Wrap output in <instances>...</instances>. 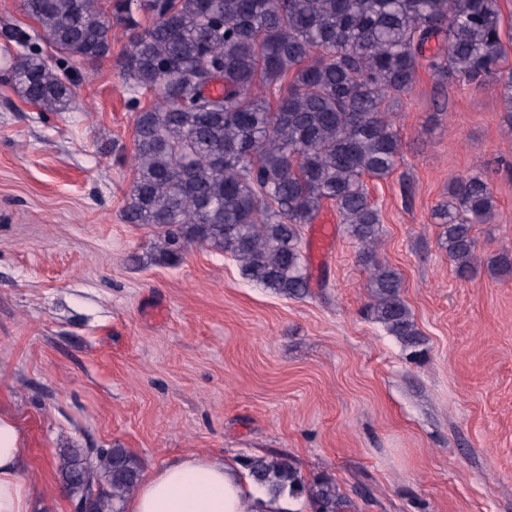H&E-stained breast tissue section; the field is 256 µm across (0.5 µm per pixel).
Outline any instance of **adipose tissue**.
<instances>
[{
    "label": "adipose tissue",
    "mask_w": 512,
    "mask_h": 512,
    "mask_svg": "<svg viewBox=\"0 0 512 512\" xmlns=\"http://www.w3.org/2000/svg\"><path fill=\"white\" fill-rule=\"evenodd\" d=\"M38 485L16 420L0 415V512H34ZM269 494L246 488L237 467L187 455L155 469L124 503V512H258Z\"/></svg>",
    "instance_id": "1"
}]
</instances>
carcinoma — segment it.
Instances as JSON below:
<instances>
[{
	"instance_id": "1",
	"label": "carcinoma",
	"mask_w": 512,
	"mask_h": 512,
	"mask_svg": "<svg viewBox=\"0 0 512 512\" xmlns=\"http://www.w3.org/2000/svg\"><path fill=\"white\" fill-rule=\"evenodd\" d=\"M19 8L38 29L0 31L13 46L7 79L45 114L71 109L74 65L94 75L112 54V26L126 32L117 67L134 147L121 218L154 229L145 258L173 265L195 244L230 256L249 282L299 298L311 282L302 230L330 204L368 272L371 319L417 351L422 334L401 273L376 253L382 221L365 179L384 180L400 162L387 100L408 93L423 69L442 88L494 82L512 112L500 0H113L109 25L91 0ZM36 39L58 57L44 58ZM433 218L465 277L477 261L473 226L495 218L489 180L454 181ZM491 269L512 273V253L497 254ZM244 467L275 498L350 512L333 477L307 478L288 457H250ZM57 472L90 512H124L143 479L121 447L65 448Z\"/></svg>"
}]
</instances>
